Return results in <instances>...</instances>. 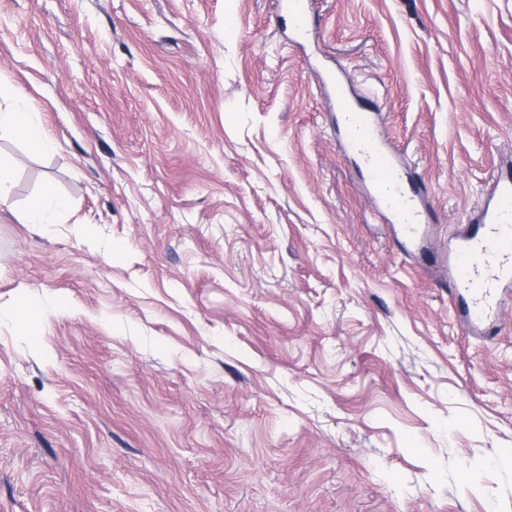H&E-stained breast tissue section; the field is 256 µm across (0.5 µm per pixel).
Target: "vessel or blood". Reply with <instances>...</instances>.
<instances>
[{"mask_svg": "<svg viewBox=\"0 0 512 512\" xmlns=\"http://www.w3.org/2000/svg\"><path fill=\"white\" fill-rule=\"evenodd\" d=\"M343 136L359 158L375 202L391 211L410 244L420 239V187L405 178L394 154L383 148L372 115L337 97ZM470 231L456 239L448 259L451 294L462 303L468 332H481L497 316L512 288V167L497 171L493 188L471 218Z\"/></svg>", "mask_w": 512, "mask_h": 512, "instance_id": "b4317fda", "label": "vessel or blood"}]
</instances>
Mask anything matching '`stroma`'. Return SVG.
Wrapping results in <instances>:
<instances>
[{"instance_id":"stroma-1","label":"stroma","mask_w":512,"mask_h":512,"mask_svg":"<svg viewBox=\"0 0 512 512\" xmlns=\"http://www.w3.org/2000/svg\"><path fill=\"white\" fill-rule=\"evenodd\" d=\"M0 0V512H512V301L448 240L512 150V0ZM424 190L400 250L330 116ZM70 201L27 223L45 184ZM16 136L25 138L35 150L52 148L51 140L31 113L0 109V139ZM45 317V312L41 306L39 298L35 295L28 298L25 306L19 310L0 309V325L5 323L23 324L26 322L37 321Z\"/></svg>"}]
</instances>
